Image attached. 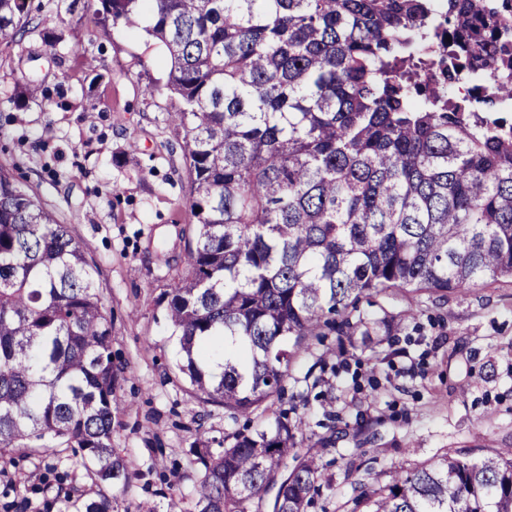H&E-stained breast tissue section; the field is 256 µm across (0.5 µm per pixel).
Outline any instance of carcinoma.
Here are the masks:
<instances>
[{"label": "carcinoma", "mask_w": 512, "mask_h": 512, "mask_svg": "<svg viewBox=\"0 0 512 512\" xmlns=\"http://www.w3.org/2000/svg\"><path fill=\"white\" fill-rule=\"evenodd\" d=\"M94 26L143 30L166 50L191 180L186 274L164 294L184 374L230 417L267 411L291 359L336 332L373 349L391 332L363 295L512 280V113L414 76L512 77V0H448L433 49L427 0H93ZM28 0H0V44L29 32ZM126 369L71 225L0 166V455L81 453L95 484L129 483L113 448ZM278 416L194 445L192 512H307L329 486L306 422ZM293 465H288V460ZM352 512H512V448L448 456L356 482ZM275 494L270 502L265 496ZM112 512V497L75 499Z\"/></svg>", "instance_id": "cac0c4a2"}]
</instances>
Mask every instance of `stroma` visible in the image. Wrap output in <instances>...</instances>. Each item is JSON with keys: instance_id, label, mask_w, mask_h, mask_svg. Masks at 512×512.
Instances as JSON below:
<instances>
[{"instance_id": "1", "label": "stroma", "mask_w": 512, "mask_h": 512, "mask_svg": "<svg viewBox=\"0 0 512 512\" xmlns=\"http://www.w3.org/2000/svg\"><path fill=\"white\" fill-rule=\"evenodd\" d=\"M58 37L40 31L0 47V165L30 188L59 222L71 225L97 269L112 314V357L127 368L114 445L128 488H112L116 512L190 494L198 472L188 453L201 442L224 447V433L263 427L307 391L304 435L345 428L322 461L330 478L310 512H350L358 479L385 480L396 469L439 455L475 461L512 448V282L483 281L458 292L401 290L360 303L364 317L393 318L392 339L376 350L338 347L320 383L302 379L313 356L297 358L287 397L261 416L230 418L199 401L178 373L179 346L164 293L184 265L183 232L194 218L191 184L167 147L177 132L161 84L166 52L118 25L101 31L87 0H32ZM44 92L30 98L24 79ZM84 480L72 453L0 456V512H75L52 489L53 472Z\"/></svg>"}]
</instances>
